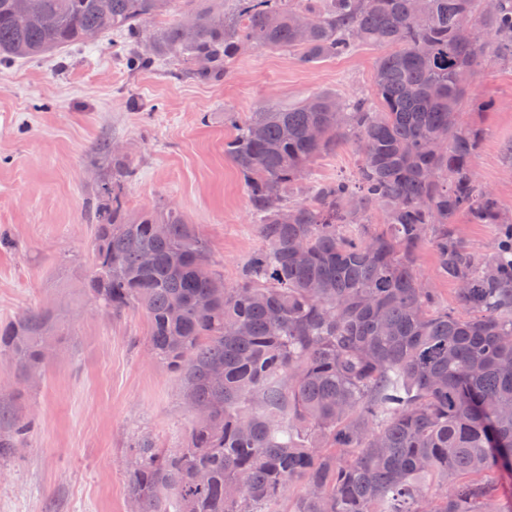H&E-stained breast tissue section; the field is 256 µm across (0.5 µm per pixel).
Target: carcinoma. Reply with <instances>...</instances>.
I'll list each match as a JSON object with an SVG mask.
<instances>
[{
    "instance_id": "1",
    "label": "carcinoma",
    "mask_w": 512,
    "mask_h": 512,
    "mask_svg": "<svg viewBox=\"0 0 512 512\" xmlns=\"http://www.w3.org/2000/svg\"><path fill=\"white\" fill-rule=\"evenodd\" d=\"M0 0V63L125 36L130 69L179 55L203 80L253 48L303 65L384 50L372 96L316 93L234 123L224 153L243 176L263 246L224 285L174 207L127 211L112 155L97 190L84 294L142 312L152 358L178 375L195 420L180 446L141 436L127 471L139 512H495L512 471V211L472 170L480 131L459 125L478 63L512 62V0H235L232 16L181 0L196 22L152 36L172 0ZM353 142L350 179L304 186L319 155ZM379 210L384 227H371ZM495 224L478 253L453 218ZM432 248L454 307L417 270ZM59 317L0 326V358L36 374ZM31 427L0 407V458ZM182 17V13L178 8V2H173L172 7L166 14L157 16L153 19L148 20L144 26V35L146 40L143 41L142 49H146L149 44V37L152 36L153 32L157 29L177 23Z\"/></svg>"
}]
</instances>
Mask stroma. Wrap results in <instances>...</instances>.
<instances>
[{
	"label": "stroma",
	"instance_id": "1",
	"mask_svg": "<svg viewBox=\"0 0 512 512\" xmlns=\"http://www.w3.org/2000/svg\"><path fill=\"white\" fill-rule=\"evenodd\" d=\"M124 38L0 65V324L28 308L55 310L63 326L36 381L0 359L15 415L33 425L14 455L0 459V512H127L126 460L140 436L173 449L194 416L176 376L149 354L145 316H112L90 305L96 190L120 147L131 175L129 212L181 209L210 248L227 285L262 245L244 181L224 153L225 113L295 104L316 93L366 96L380 52H353L305 66L284 50L237 56L222 79L190 75L185 59L135 72ZM458 121L480 130L476 178L512 209V63L483 61ZM352 144L320 156L307 184L349 178Z\"/></svg>",
	"mask_w": 512,
	"mask_h": 512
}]
</instances>
